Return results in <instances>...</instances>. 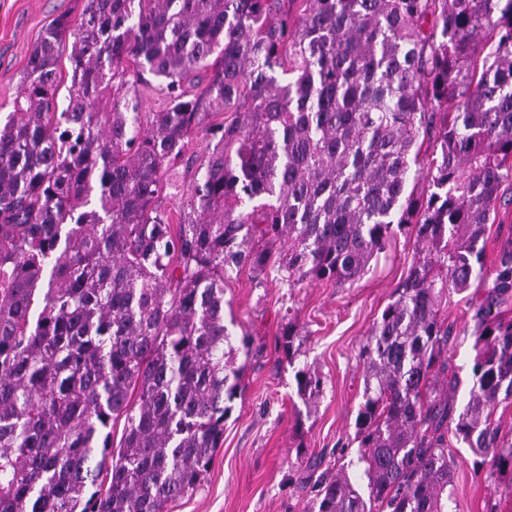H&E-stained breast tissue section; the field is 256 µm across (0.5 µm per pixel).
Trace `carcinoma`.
Returning <instances> with one entry per match:
<instances>
[{
    "label": "carcinoma",
    "instance_id": "cac0c4a2",
    "mask_svg": "<svg viewBox=\"0 0 512 512\" xmlns=\"http://www.w3.org/2000/svg\"><path fill=\"white\" fill-rule=\"evenodd\" d=\"M287 1L296 20H270ZM199 130L214 145L172 224L166 166ZM421 177L426 196L408 190ZM511 178L512 0H83L79 23L56 16L0 127V512H168L224 446L239 387L228 272H264L260 242L284 239L286 281L353 283L406 228L422 248L362 346L357 461L320 476L310 512H448V434L512 469L494 418L512 400V255L485 276ZM474 286L458 411L438 300ZM295 378L320 391L310 367Z\"/></svg>",
    "mask_w": 512,
    "mask_h": 512
}]
</instances>
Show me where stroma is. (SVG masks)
Instances as JSON below:
<instances>
[{
  "instance_id": "obj_1",
  "label": "stroma",
  "mask_w": 512,
  "mask_h": 512,
  "mask_svg": "<svg viewBox=\"0 0 512 512\" xmlns=\"http://www.w3.org/2000/svg\"><path fill=\"white\" fill-rule=\"evenodd\" d=\"M80 12V0H0V122L12 109L29 51L46 24L59 14ZM206 145L204 135H193L184 158L168 167L174 187L162 207L171 219L179 217ZM503 189L511 203L498 207L486 231L491 266L512 254V180ZM418 249L413 236L399 234L369 272L345 285H290L272 267L260 276L245 268L225 278L224 323L251 345L236 357L241 381L224 418V445L201 484L171 503L170 512H308L319 475L357 456L352 441L365 380L360 350ZM469 299V293L450 292L439 302L453 328L448 354L461 404L473 384L475 320ZM288 322L297 332L292 354L278 345ZM306 366L322 381L311 397L298 394L295 380ZM450 453L454 476L448 497L456 512H512V472H491L462 444H453Z\"/></svg>"
}]
</instances>
